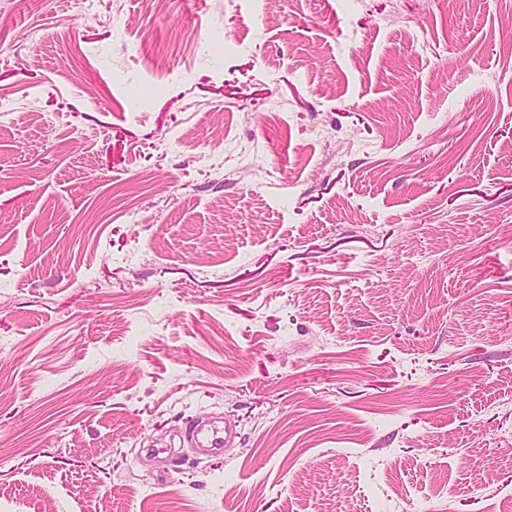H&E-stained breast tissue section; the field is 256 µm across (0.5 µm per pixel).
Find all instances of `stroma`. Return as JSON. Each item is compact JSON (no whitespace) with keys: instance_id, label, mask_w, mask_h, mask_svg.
Here are the masks:
<instances>
[{"instance_id":"35a3bbf8","label":"stroma","mask_w":512,"mask_h":512,"mask_svg":"<svg viewBox=\"0 0 512 512\" xmlns=\"http://www.w3.org/2000/svg\"><path fill=\"white\" fill-rule=\"evenodd\" d=\"M504 224L512 0H0V512H512ZM231 433V427L224 428V435L220 428L215 426L196 425L190 429L189 437L194 446L201 448H213L221 451L228 442V435Z\"/></svg>"}]
</instances>
